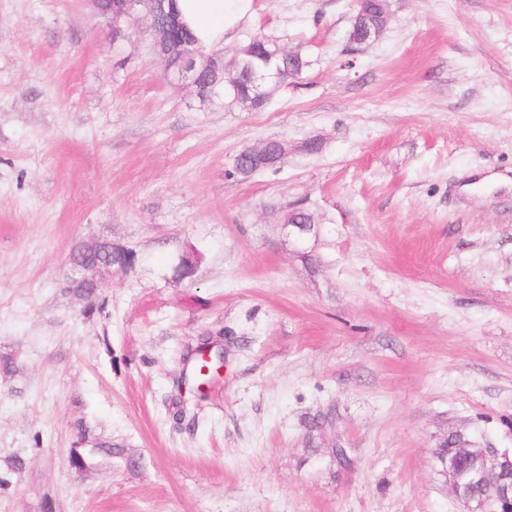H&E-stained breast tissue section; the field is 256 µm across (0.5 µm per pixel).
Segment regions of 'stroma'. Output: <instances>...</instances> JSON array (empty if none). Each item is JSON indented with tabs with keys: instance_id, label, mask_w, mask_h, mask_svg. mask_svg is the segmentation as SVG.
<instances>
[{
	"instance_id": "obj_1",
	"label": "stroma",
	"mask_w": 512,
	"mask_h": 512,
	"mask_svg": "<svg viewBox=\"0 0 512 512\" xmlns=\"http://www.w3.org/2000/svg\"><path fill=\"white\" fill-rule=\"evenodd\" d=\"M389 3L351 53L355 0H247L225 52L310 66L244 111L166 78L145 18L0 0V512H462L449 434L512 450V0ZM97 241L135 262L88 304L68 256ZM223 328V375L178 388ZM389 20V13L384 14L380 19H372L370 16L361 13L358 18L357 28L359 32L364 35V40H357L353 35L349 34V50L351 52L357 51V46L369 41H374L379 38L387 27Z\"/></svg>"
}]
</instances>
